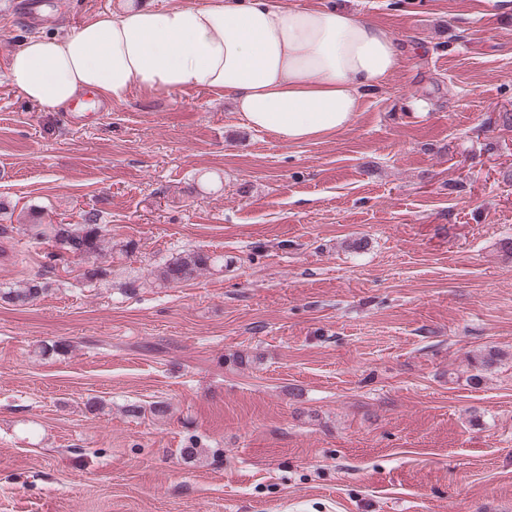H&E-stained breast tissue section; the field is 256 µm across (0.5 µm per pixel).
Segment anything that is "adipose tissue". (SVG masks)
<instances>
[{
    "instance_id": "1",
    "label": "adipose tissue",
    "mask_w": 512,
    "mask_h": 512,
    "mask_svg": "<svg viewBox=\"0 0 512 512\" xmlns=\"http://www.w3.org/2000/svg\"><path fill=\"white\" fill-rule=\"evenodd\" d=\"M398 39L355 12L284 8L275 0H125L80 28L25 38L8 83L44 112L93 90L222 94L256 130L296 143L346 130L364 90L402 64Z\"/></svg>"
}]
</instances>
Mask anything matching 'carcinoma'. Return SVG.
Instances as JSON below:
<instances>
[{
    "instance_id": "1",
    "label": "carcinoma",
    "mask_w": 512,
    "mask_h": 512,
    "mask_svg": "<svg viewBox=\"0 0 512 512\" xmlns=\"http://www.w3.org/2000/svg\"><path fill=\"white\" fill-rule=\"evenodd\" d=\"M27 231L33 239L44 240L57 250L66 248L69 256L82 265L81 276L88 285L94 286L112 277V268L98 264V257L112 239L108 238L109 230L107 225L101 223L97 210L83 212L80 215V222L76 224H44L40 212L32 211L29 213ZM217 267H224L223 256L200 249H188L158 266L152 275L163 285H179ZM47 291L48 286L45 282L37 278H27L8 288H1L0 300L24 306L35 302ZM500 360V354L492 349L474 353L471 367L475 373L469 375V380L480 381L482 373L490 370Z\"/></svg>"
}]
</instances>
